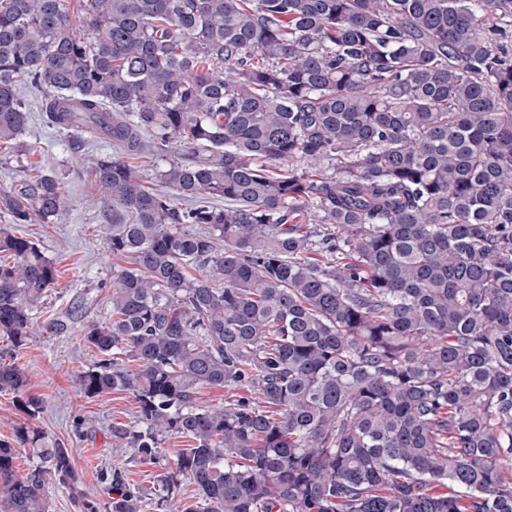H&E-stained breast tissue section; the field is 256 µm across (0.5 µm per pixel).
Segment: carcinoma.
Returning a JSON list of instances; mask_svg holds the SVG:
<instances>
[{
	"label": "carcinoma",
	"instance_id": "carcinoma-1",
	"mask_svg": "<svg viewBox=\"0 0 512 512\" xmlns=\"http://www.w3.org/2000/svg\"><path fill=\"white\" fill-rule=\"evenodd\" d=\"M0 0V147L30 109L112 207L109 316L88 397L132 392L112 430L140 462L186 438L162 497L190 512H512L509 0ZM112 152L90 154L89 143ZM155 166L161 188L130 159ZM224 199V206L213 200ZM68 210L54 169L0 189V390L56 265L15 224ZM232 390L224 406L204 389ZM0 443V512L46 485L101 512L72 449ZM38 462L22 477L17 448ZM108 512H141L114 472Z\"/></svg>",
	"mask_w": 512,
	"mask_h": 512
}]
</instances>
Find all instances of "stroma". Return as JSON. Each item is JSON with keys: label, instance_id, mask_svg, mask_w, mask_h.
I'll return each mask as SVG.
<instances>
[{"label": "stroma", "instance_id": "stroma-1", "mask_svg": "<svg viewBox=\"0 0 512 512\" xmlns=\"http://www.w3.org/2000/svg\"><path fill=\"white\" fill-rule=\"evenodd\" d=\"M20 95L32 113L22 139L38 147L31 162L61 172L72 206L62 223L17 227L19 234L37 241L56 262L60 277L18 356L27 373L28 391L43 399L44 409L35 418H28L13 393H0V440L13 441L19 425L33 422L49 437L72 449L80 486L89 496L107 501L100 474L117 469L128 483L146 489L142 512H186L192 503L190 487H182L161 506L153 494L156 475L174 468L176 454L185 447V440H165L160 463H139L125 442L112 434L113 426L133 425L137 411L133 394L113 391L88 398L78 388V375L91 369L98 358L83 339L85 328L104 320L109 313L105 284L112 278L116 260L106 250V239L112 227L102 219L104 193L91 186L78 162L70 160L63 137L44 123L38 92L24 87ZM78 297L84 303L82 317L68 323L66 329L53 328L52 319H64L70 303Z\"/></svg>", "mask_w": 512, "mask_h": 512}]
</instances>
